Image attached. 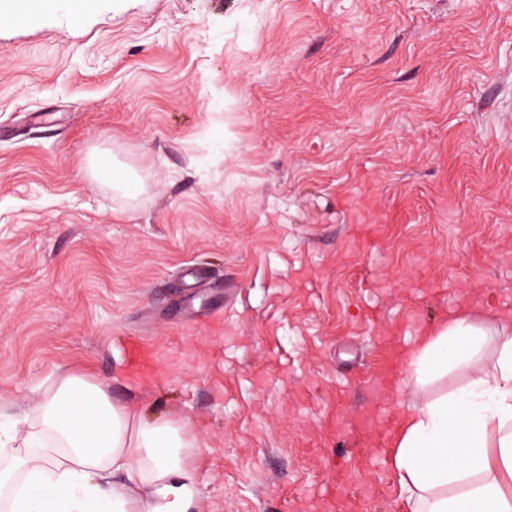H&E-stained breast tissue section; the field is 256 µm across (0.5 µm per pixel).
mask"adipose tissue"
I'll return each mask as SVG.
<instances>
[{
	"label": "adipose tissue",
	"instance_id": "1",
	"mask_svg": "<svg viewBox=\"0 0 512 512\" xmlns=\"http://www.w3.org/2000/svg\"><path fill=\"white\" fill-rule=\"evenodd\" d=\"M402 364L415 401L393 464L409 512H512V323L440 321ZM452 372L462 384L441 388ZM31 413L0 421L7 512H188V421L147 420L75 373L46 384Z\"/></svg>",
	"mask_w": 512,
	"mask_h": 512
}]
</instances>
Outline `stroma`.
Here are the masks:
<instances>
[{
	"mask_svg": "<svg viewBox=\"0 0 512 512\" xmlns=\"http://www.w3.org/2000/svg\"><path fill=\"white\" fill-rule=\"evenodd\" d=\"M461 312L512 320V0L0 25L1 411L87 373L188 420L190 512H408L400 358ZM91 175L95 181L106 182L112 188L127 194H134L139 190V182L128 170L117 167L112 155L105 152H97L92 156Z\"/></svg>",
	"mask_w": 512,
	"mask_h": 512,
	"instance_id": "stroma-1",
	"label": "stroma"
}]
</instances>
